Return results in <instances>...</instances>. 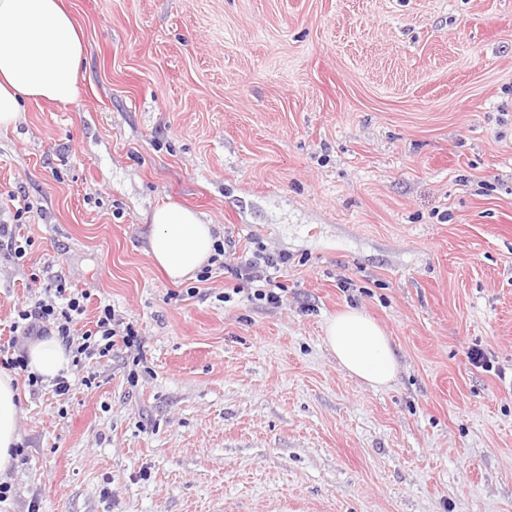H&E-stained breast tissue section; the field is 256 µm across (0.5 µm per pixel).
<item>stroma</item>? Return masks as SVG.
<instances>
[{"label":"stroma","instance_id":"obj_1","mask_svg":"<svg viewBox=\"0 0 512 512\" xmlns=\"http://www.w3.org/2000/svg\"><path fill=\"white\" fill-rule=\"evenodd\" d=\"M79 92L0 132V345L65 276L141 336L18 380L0 512H512V0H67ZM31 210L17 214V198ZM204 214L282 300L170 282L149 213ZM398 362L350 376L327 318ZM494 368L471 365L474 345ZM324 344L339 365L372 388L390 385L397 361L386 332L359 310L346 309L329 318Z\"/></svg>","mask_w":512,"mask_h":512}]
</instances>
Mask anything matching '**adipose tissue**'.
Listing matches in <instances>:
<instances>
[{"instance_id":"1","label":"adipose tissue","mask_w":512,"mask_h":512,"mask_svg":"<svg viewBox=\"0 0 512 512\" xmlns=\"http://www.w3.org/2000/svg\"><path fill=\"white\" fill-rule=\"evenodd\" d=\"M84 46L64 0H0V128L17 124L27 101L64 102L79 89ZM146 252L175 283L193 279L212 258L216 238L202 214L177 203L157 207ZM324 343L339 365L373 388L390 385L397 361L386 332L359 310L329 318ZM71 363L61 339L34 340L28 370L54 380ZM18 391L0 371V481L17 458Z\"/></svg>"}]
</instances>
